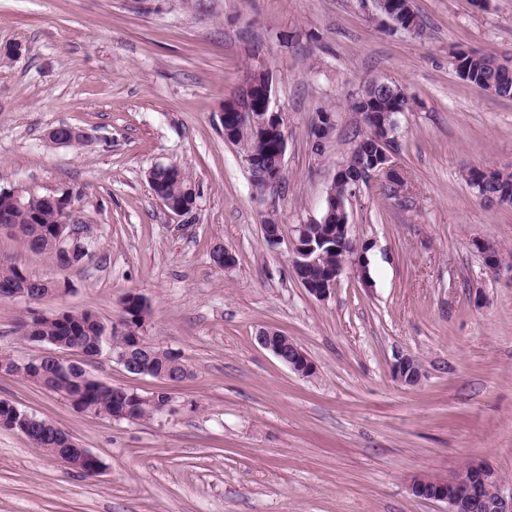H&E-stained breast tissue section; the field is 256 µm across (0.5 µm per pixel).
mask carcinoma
<instances>
[{"mask_svg":"<svg viewBox=\"0 0 512 512\" xmlns=\"http://www.w3.org/2000/svg\"><path fill=\"white\" fill-rule=\"evenodd\" d=\"M454 65L465 69L462 79L490 90L501 98H512V71L495 66V58L481 51L469 50L460 58H454ZM367 103L354 106V110L366 112H393L395 102L384 89L369 87L364 93ZM376 150L371 141H363L361 150L353 151L345 162L350 178L359 174L360 157ZM148 181L151 189L169 200L173 205L192 210L193 194L187 191L188 180L178 177V173L164 167H155L150 171ZM485 193L490 197L500 198L512 196V173L502 178L494 177L485 182ZM59 210L46 196H36L30 200L25 209L10 212V231L20 238L29 249L48 255L58 268L66 270L79 263L78 254L71 256L58 250L57 240L53 229L58 223ZM344 223V215L334 208L323 206L321 223L309 227V235L313 238L326 233V230L337 224ZM27 288L30 293L43 298L53 295L58 288L53 279L34 280L19 265H0V289ZM148 310L141 297L128 294L121 304L120 325L123 328L121 340L124 349L131 352L133 359H140L150 364L155 374H173L180 370L178 363L181 358L171 351L153 348L146 353L139 348L143 338L142 330L146 322ZM27 317L21 321V331L30 341L45 342L49 346L62 350L67 345L83 348L87 353L93 352L101 342L100 323L95 319V313L89 310L69 311V314L58 317L55 313L40 316L34 321L36 333H31ZM0 366L4 367L10 376L22 377L44 389L74 400L81 405L93 409V415L110 417H125L127 420H137L151 417L159 412L162 401L156 398L144 397L126 388L112 387L105 382L92 380V374L79 365H71L65 372L60 371L55 359L49 357L36 365L31 363L19 365L11 359L0 357ZM20 408L8 400H0V421L4 428L24 435L38 434L41 437V448L50 456L55 457L68 453L71 458L78 459L79 451L72 437L66 432L55 428L47 421L33 415L31 420L20 418Z\"/></svg>","mask_w":512,"mask_h":512,"instance_id":"obj_1","label":"carcinoma"}]
</instances>
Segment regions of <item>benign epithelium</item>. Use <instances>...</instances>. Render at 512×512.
Wrapping results in <instances>:
<instances>
[{
	"mask_svg": "<svg viewBox=\"0 0 512 512\" xmlns=\"http://www.w3.org/2000/svg\"><path fill=\"white\" fill-rule=\"evenodd\" d=\"M373 4L377 15L396 28L407 30L418 29L417 19L408 11L399 8L398 0H360L362 7ZM273 78L264 70H254L247 77L243 86L230 98L231 106L223 109L224 138L237 140L238 122H243L250 128L256 141H270L277 151L278 163L268 166L261 160L254 149L247 150L246 162L253 178L267 186L282 178L286 137L283 130L281 114L271 110ZM367 134L377 143L378 152L372 154L366 161L365 178L374 182L380 181L394 188L399 193L403 190L404 182L399 178V172L392 162L394 144L390 143L391 114L386 112H368L365 116ZM343 185V192L338 194L329 191L327 200L337 209L344 211L346 206L358 196L361 181H352L347 177L346 168H337L331 186ZM60 204L61 217L56 226L55 236L61 249L71 250L79 241L81 235L74 230L76 223L74 213V198L69 193L52 196ZM0 202L8 209L27 205L26 197L16 188L0 187ZM306 225L298 224L294 229L292 241L293 268L300 271L318 267L323 264L326 252L323 246H316L305 235ZM324 240L329 242V248L335 251L349 250L348 257L338 259V264L332 273L324 279L314 281L301 277L299 281L308 292L318 299L329 296L340 282L342 274L349 270L363 285H368L366 265L362 254L366 247L357 246V241L351 236L350 225L339 224L331 229ZM257 343L272 353L293 372L308 377L315 372V365L303 350L295 345L293 349H284L285 342L276 335V331L263 329L256 336ZM120 340L112 335V329L107 328L102 335L100 348H109L112 359L123 366L126 371L137 375H152L145 368H137L130 362V356L120 350ZM393 374L397 381L414 385L421 379L422 372L417 359L411 355H400L393 364ZM465 481L469 486V497L463 498L452 493L459 481ZM410 490L417 498L431 499L448 505V512H512V487L506 488V482L497 471L481 463H472L464 469L448 474V477L417 478L412 481Z\"/></svg>",
	"mask_w": 512,
	"mask_h": 512,
	"instance_id": "1",
	"label": "benign epithelium"
}]
</instances>
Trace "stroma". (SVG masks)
I'll use <instances>...</instances> for the list:
<instances>
[{"instance_id":"obj_1","label":"stroma","mask_w":512,"mask_h":512,"mask_svg":"<svg viewBox=\"0 0 512 512\" xmlns=\"http://www.w3.org/2000/svg\"><path fill=\"white\" fill-rule=\"evenodd\" d=\"M422 33L393 28L359 0H0V185L70 193L87 255L43 312L89 310L118 325L144 297V334L178 352L186 379L128 373L102 354L90 371L115 387L167 393L149 420L75 412L59 395L0 376V399L69 433L104 464L88 477L24 435L0 429V512H448L414 497V476L481 462L512 484V206L481 202L477 167L512 172V99L462 80L456 50L512 64V0H413ZM273 76L286 135L284 180L257 190L245 143L225 140L224 101L251 69ZM401 87L393 160L408 189L362 186L353 237L370 277L344 273L317 299L293 272L285 230L319 219L338 166L366 129L354 100ZM335 129L322 153L310 130ZM68 124L84 140L52 148ZM176 165L195 184L191 214H171L147 180ZM499 249L489 270L478 246ZM223 246L235 263L217 268ZM0 261L37 279L46 256L0 231ZM29 306L0 300V352L48 345L17 328ZM288 336L316 372L291 371L255 337ZM423 370L399 383L398 355Z\"/></svg>"}]
</instances>
